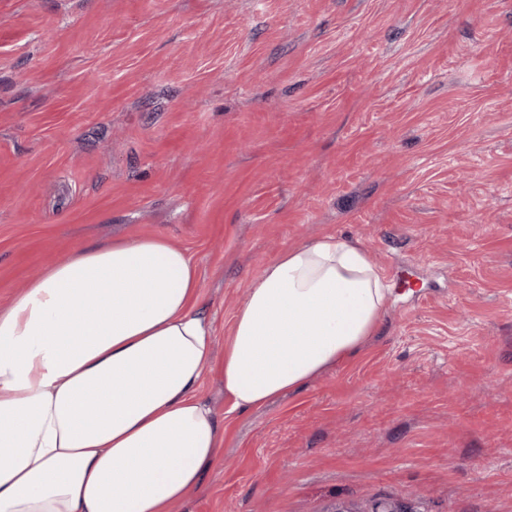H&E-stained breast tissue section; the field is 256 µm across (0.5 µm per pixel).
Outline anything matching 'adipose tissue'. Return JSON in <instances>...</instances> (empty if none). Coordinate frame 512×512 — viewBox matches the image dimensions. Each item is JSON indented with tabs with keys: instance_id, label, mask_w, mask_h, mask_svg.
<instances>
[{
	"instance_id": "adipose-tissue-1",
	"label": "adipose tissue",
	"mask_w": 512,
	"mask_h": 512,
	"mask_svg": "<svg viewBox=\"0 0 512 512\" xmlns=\"http://www.w3.org/2000/svg\"><path fill=\"white\" fill-rule=\"evenodd\" d=\"M160 235L81 246L0 308V512H172L224 440L197 389L212 327ZM354 240L286 247L234 315L224 393L248 409L355 355L386 305Z\"/></svg>"
}]
</instances>
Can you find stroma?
<instances>
[{"label":"stroma","mask_w":512,"mask_h":512,"mask_svg":"<svg viewBox=\"0 0 512 512\" xmlns=\"http://www.w3.org/2000/svg\"><path fill=\"white\" fill-rule=\"evenodd\" d=\"M148 234L214 327L224 444L178 512H512V0H0V307ZM329 235L391 286L376 335L234 409L237 307Z\"/></svg>","instance_id":"1"}]
</instances>
